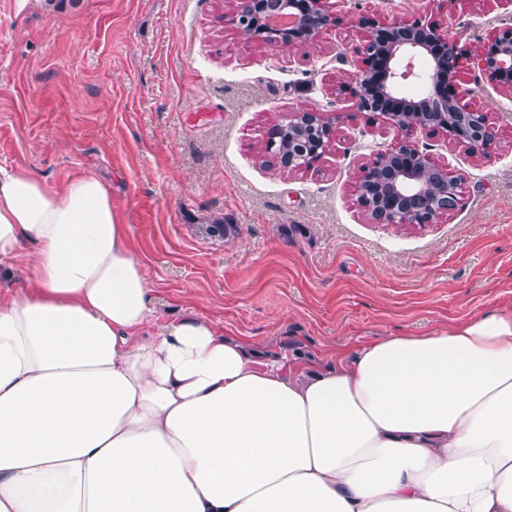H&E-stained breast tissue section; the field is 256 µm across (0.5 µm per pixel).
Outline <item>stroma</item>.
Here are the masks:
<instances>
[{
  "mask_svg": "<svg viewBox=\"0 0 512 512\" xmlns=\"http://www.w3.org/2000/svg\"><path fill=\"white\" fill-rule=\"evenodd\" d=\"M347 16L312 46L238 44L227 0H0V165L63 187L101 178L155 288L159 321L186 313L265 357L334 363L339 350L512 313V94L468 97L498 142L472 155L419 129L412 140L464 173L463 201L432 224L373 223L360 166L397 135L339 87L353 25H449L461 48L512 22L485 0H334ZM315 107L335 149L290 173L273 125ZM235 225L224 239L209 224Z\"/></svg>",
  "mask_w": 512,
  "mask_h": 512,
  "instance_id": "obj_1",
  "label": "stroma"
}]
</instances>
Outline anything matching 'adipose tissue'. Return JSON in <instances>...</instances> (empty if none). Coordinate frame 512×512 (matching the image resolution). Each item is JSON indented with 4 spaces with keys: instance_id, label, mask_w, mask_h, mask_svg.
<instances>
[{
    "instance_id": "adipose-tissue-1",
    "label": "adipose tissue",
    "mask_w": 512,
    "mask_h": 512,
    "mask_svg": "<svg viewBox=\"0 0 512 512\" xmlns=\"http://www.w3.org/2000/svg\"><path fill=\"white\" fill-rule=\"evenodd\" d=\"M0 512H512V313L307 370L158 323L112 192L0 166Z\"/></svg>"
}]
</instances>
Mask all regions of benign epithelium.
Instances as JSON below:
<instances>
[{
  "label": "benign epithelium",
  "mask_w": 512,
  "mask_h": 512,
  "mask_svg": "<svg viewBox=\"0 0 512 512\" xmlns=\"http://www.w3.org/2000/svg\"><path fill=\"white\" fill-rule=\"evenodd\" d=\"M341 22L327 0H232L224 23L245 44L309 46L326 29ZM361 43L337 53L340 62L357 56L355 70L339 87L357 112H368L401 135L399 141L360 166L355 181L357 201L366 216L378 224H429L454 212L461 203L463 175L433 161L426 149L410 139L417 128L429 129L471 153L489 152L496 134L488 113L461 100L475 94L464 87L461 61L469 56L483 85L512 91V25L494 29L470 49L461 48L449 28L435 23H388L374 15L358 20ZM430 59L425 73L419 62ZM425 81L421 97L399 93L398 87ZM303 128L307 134L293 140L284 154L282 132ZM336 126L323 113L304 109L276 127L267 149L290 172L309 170L328 153Z\"/></svg>",
  "instance_id": "obj_1"
}]
</instances>
